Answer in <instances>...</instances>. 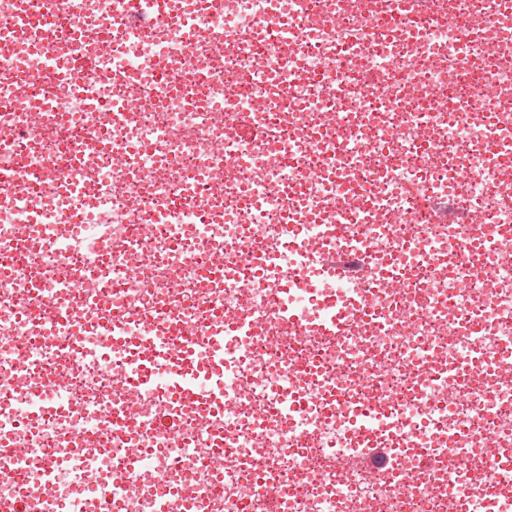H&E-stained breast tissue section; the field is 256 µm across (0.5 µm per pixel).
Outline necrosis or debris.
<instances>
[{
    "label": "necrosis or debris",
    "mask_w": 512,
    "mask_h": 512,
    "mask_svg": "<svg viewBox=\"0 0 512 512\" xmlns=\"http://www.w3.org/2000/svg\"><path fill=\"white\" fill-rule=\"evenodd\" d=\"M173 9L205 37L128 0H0V470L8 444L28 462L0 512L46 486L53 512H512L475 462L512 445V266L463 244L474 214L512 224L486 137L512 130V0ZM21 13L54 16L47 49ZM330 291L350 335H322ZM182 326L224 370L183 380L174 446L167 375L123 405Z\"/></svg>",
    "instance_id": "obj_1"
}]
</instances>
